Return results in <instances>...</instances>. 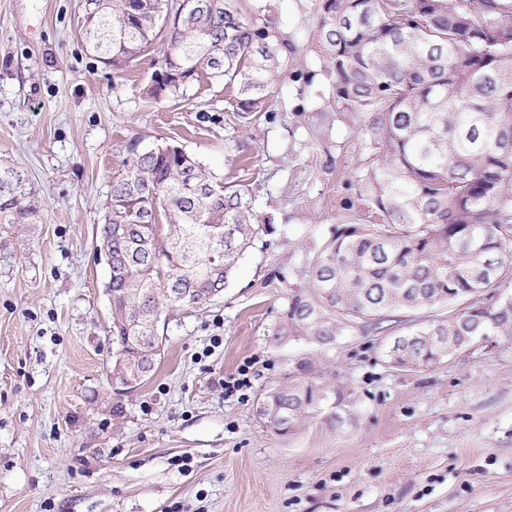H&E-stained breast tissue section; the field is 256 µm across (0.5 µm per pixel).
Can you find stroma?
Returning <instances> with one entry per match:
<instances>
[{"instance_id":"obj_1","label":"stroma","mask_w":512,"mask_h":512,"mask_svg":"<svg viewBox=\"0 0 512 512\" xmlns=\"http://www.w3.org/2000/svg\"><path fill=\"white\" fill-rule=\"evenodd\" d=\"M323 4L237 0L295 47L269 117L242 127L223 83L144 94L162 45L104 66L80 0H0V181L35 210L0 231V512H512V339L399 372L384 332L275 337L307 249L369 215L352 186L369 151L336 109ZM134 137L246 186L269 225L223 298L168 312L153 375L119 395L99 227ZM309 356L333 369L348 420L279 435L259 405ZM243 368L244 396L227 394Z\"/></svg>"}]
</instances>
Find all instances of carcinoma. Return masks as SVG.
<instances>
[{"mask_svg": "<svg viewBox=\"0 0 512 512\" xmlns=\"http://www.w3.org/2000/svg\"><path fill=\"white\" fill-rule=\"evenodd\" d=\"M234 0H85L89 48L118 74L152 41L164 50L147 84L177 98L215 79L239 125L266 111L272 68L295 52ZM336 109L359 115L370 161L355 190L368 224H338L309 250L302 281L288 284L277 339L320 347L361 326L383 332L406 309H460L395 336L384 351L397 371L440 364L492 336L512 337V0H324L321 21ZM112 178L100 239L112 251V373L130 386L151 376L159 323L174 307L224 294L262 232L252 198L183 150L132 139ZM32 209L0 203V226ZM330 372L295 360L260 415L282 435L318 418L343 423Z\"/></svg>", "mask_w": 512, "mask_h": 512, "instance_id": "cac0c4a2", "label": "carcinoma"}]
</instances>
